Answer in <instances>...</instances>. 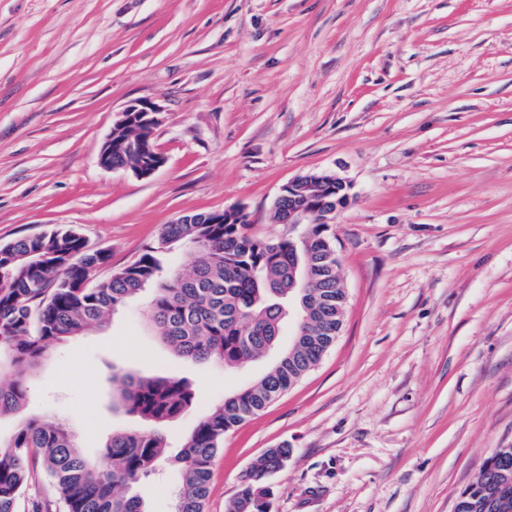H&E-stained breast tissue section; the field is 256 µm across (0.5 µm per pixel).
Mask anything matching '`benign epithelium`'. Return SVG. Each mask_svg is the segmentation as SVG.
Returning <instances> with one entry per match:
<instances>
[{
	"label": "benign epithelium",
	"instance_id": "obj_1",
	"mask_svg": "<svg viewBox=\"0 0 512 512\" xmlns=\"http://www.w3.org/2000/svg\"><path fill=\"white\" fill-rule=\"evenodd\" d=\"M141 113V120L148 126L159 121L161 109L153 102L140 101L127 105L121 114ZM351 185L335 174L310 172L284 185L274 200L280 210L282 224L293 227L299 224H332L336 212L350 199ZM336 191V201L329 200Z\"/></svg>",
	"mask_w": 512,
	"mask_h": 512
}]
</instances>
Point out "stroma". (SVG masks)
I'll return each mask as SVG.
<instances>
[{
    "label": "stroma",
    "instance_id": "1",
    "mask_svg": "<svg viewBox=\"0 0 512 512\" xmlns=\"http://www.w3.org/2000/svg\"><path fill=\"white\" fill-rule=\"evenodd\" d=\"M137 100L161 109L167 164L147 179L97 162ZM312 171L351 185L332 226L343 331L225 433L207 512L282 446L270 512H454L512 446V0H0V244L72 226L119 269L175 217L230 208L277 240L276 196ZM149 299L55 345L0 439L50 417L98 457L145 427L113 410V372L173 371L194 403L130 488L173 512L183 439L270 362L176 358Z\"/></svg>",
    "mask_w": 512,
    "mask_h": 512
}]
</instances>
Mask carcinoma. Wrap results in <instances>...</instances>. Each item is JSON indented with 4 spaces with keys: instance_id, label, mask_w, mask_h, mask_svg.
Masks as SVG:
<instances>
[{
    "instance_id": "1",
    "label": "carcinoma",
    "mask_w": 512,
    "mask_h": 512,
    "mask_svg": "<svg viewBox=\"0 0 512 512\" xmlns=\"http://www.w3.org/2000/svg\"><path fill=\"white\" fill-rule=\"evenodd\" d=\"M148 128L112 126V166H137L154 155ZM248 216L234 223L214 213L182 216L167 224L129 265L104 280L110 254L89 246L74 228L54 229L0 245V416L18 411L28 381L51 348L87 328L103 325L147 289L148 321L180 358L242 366L263 357L288 322V296L299 299L308 334L292 343L261 379L205 414L185 439L176 463L183 482L174 512H205L212 460L224 433L240 425L300 381L336 339L345 307L336 301V259L322 249L334 240L329 224L302 225V240L269 241L249 232ZM181 250L184 265L166 256ZM117 405L153 425L108 436L98 459L78 451L65 423L35 416L0 440V512L18 503L36 470L51 480L67 512H145L142 500L122 489L153 473L162 461V427L194 402L190 383L176 374L142 375L119 369ZM288 459L271 448L252 464L227 512H269L268 476ZM455 512H512V446L491 451L477 480L461 491Z\"/></svg>"
}]
</instances>
